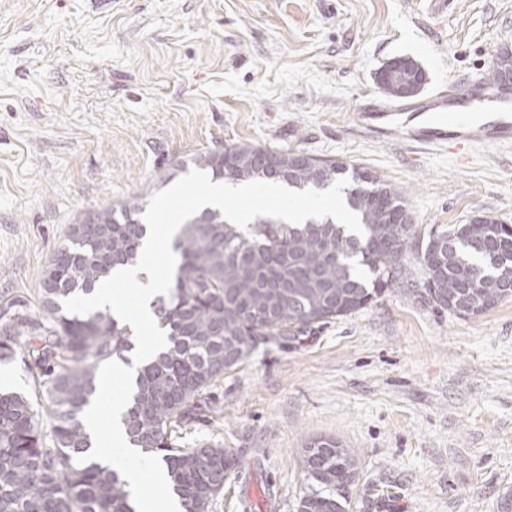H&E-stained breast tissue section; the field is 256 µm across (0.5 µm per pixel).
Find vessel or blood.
I'll list each match as a JSON object with an SVG mask.
<instances>
[{
  "label": "vessel or blood",
  "instance_id": "vessel-or-blood-1",
  "mask_svg": "<svg viewBox=\"0 0 512 512\" xmlns=\"http://www.w3.org/2000/svg\"><path fill=\"white\" fill-rule=\"evenodd\" d=\"M470 97V80L459 77L434 92L398 101L366 91L357 108V121L377 135L396 136L431 150L511 144L512 113L503 111L479 121L470 120L458 109L459 103Z\"/></svg>",
  "mask_w": 512,
  "mask_h": 512
}]
</instances>
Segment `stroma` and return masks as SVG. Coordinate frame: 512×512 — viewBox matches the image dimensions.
Here are the masks:
<instances>
[{
	"label": "stroma",
	"instance_id": "1",
	"mask_svg": "<svg viewBox=\"0 0 512 512\" xmlns=\"http://www.w3.org/2000/svg\"><path fill=\"white\" fill-rule=\"evenodd\" d=\"M512 55V0H0V317L39 318L78 215L233 144L296 149L403 188L418 231L512 224V145L464 155L356 123L361 88L407 55L428 87ZM14 386L47 408L25 352ZM179 445L236 460L210 512H297L305 448L354 458L350 512H498L512 495V300L470 316L387 289L261 346L206 393Z\"/></svg>",
	"mask_w": 512,
	"mask_h": 512
}]
</instances>
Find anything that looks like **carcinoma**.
<instances>
[{"instance_id": "1", "label": "carcinoma", "mask_w": 512, "mask_h": 512, "mask_svg": "<svg viewBox=\"0 0 512 512\" xmlns=\"http://www.w3.org/2000/svg\"><path fill=\"white\" fill-rule=\"evenodd\" d=\"M397 61L394 76L377 77L392 98L398 84L415 89L425 82L417 61ZM266 152L235 144L199 153L173 165L160 182L173 181L190 166L223 180L226 160L233 184L270 181L271 172L260 163ZM276 154L286 183L296 190H323L348 179L344 200L360 217L364 234L329 218L285 224L262 216L241 229L218 209L201 212L207 224L189 219L182 225L171 289L151 302L167 346L137 368L123 425L131 446L160 458L184 512H209L234 459L217 444L179 447L175 427L194 418L199 397L261 346L351 315L395 285L463 316L512 299V292L488 287L492 280L512 286V242L496 244L512 236L497 218H471L416 245L403 189L336 159L310 155L303 164L294 150ZM147 205L148 195H136L69 225L40 280L41 320L29 330L11 320L0 323V362L24 349L54 374L46 389L50 444L31 400L0 392V512H135L120 473L94 460L77 462L89 448L81 413L95 392L98 369L109 360L128 361L135 349L132 331L108 312L69 313L62 302L91 293L115 267L136 263L147 236L141 221ZM484 238L490 240L487 248L475 249L473 242ZM410 254L423 273L418 288L406 272ZM303 464L310 485L298 512H349L347 489L355 472L348 450L321 439L305 450Z\"/></svg>"}]
</instances>
